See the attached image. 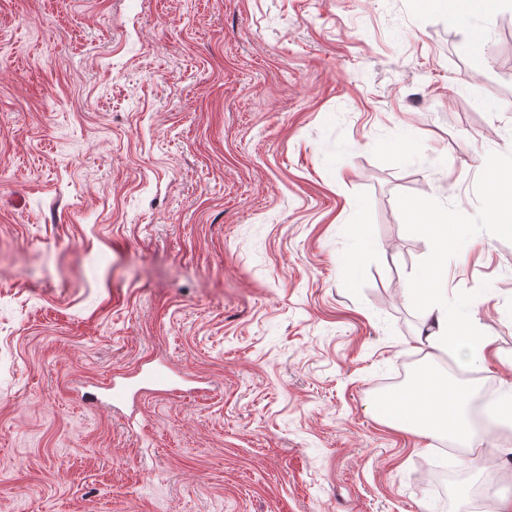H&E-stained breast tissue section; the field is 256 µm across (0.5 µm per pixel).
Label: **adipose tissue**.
<instances>
[{
    "label": "adipose tissue",
    "instance_id": "ef3b65f1",
    "mask_svg": "<svg viewBox=\"0 0 512 512\" xmlns=\"http://www.w3.org/2000/svg\"><path fill=\"white\" fill-rule=\"evenodd\" d=\"M448 251V240L440 239L439 247L423 272L406 290L410 301L420 304L428 323L426 344L433 349H452L465 363L477 366L488 355V341L475 335L465 318L448 314L447 281L442 263ZM468 394L449 382L447 375L425 369L413 384L375 400L378 418L396 427L410 429L426 437L469 438Z\"/></svg>",
    "mask_w": 512,
    "mask_h": 512
}]
</instances>
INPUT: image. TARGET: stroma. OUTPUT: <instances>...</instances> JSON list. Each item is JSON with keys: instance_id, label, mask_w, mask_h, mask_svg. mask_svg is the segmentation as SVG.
I'll list each match as a JSON object with an SVG mask.
<instances>
[{"instance_id": "35a3bbf8", "label": "stroma", "mask_w": 512, "mask_h": 512, "mask_svg": "<svg viewBox=\"0 0 512 512\" xmlns=\"http://www.w3.org/2000/svg\"><path fill=\"white\" fill-rule=\"evenodd\" d=\"M422 202L491 341L441 481L448 440L371 411L447 368L403 295ZM163 365L202 390L102 388ZM510 389L512 8L0 0V512H462L512 498Z\"/></svg>"}]
</instances>
